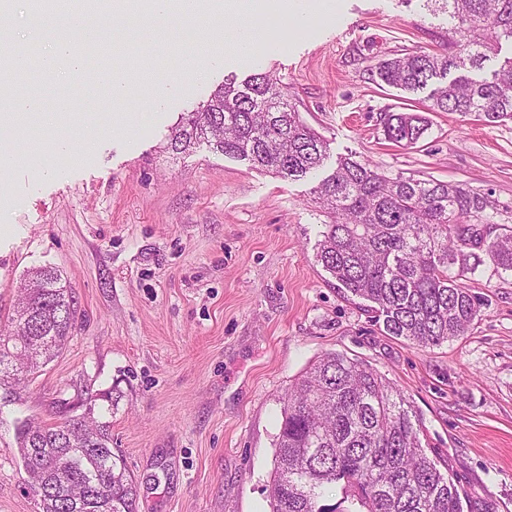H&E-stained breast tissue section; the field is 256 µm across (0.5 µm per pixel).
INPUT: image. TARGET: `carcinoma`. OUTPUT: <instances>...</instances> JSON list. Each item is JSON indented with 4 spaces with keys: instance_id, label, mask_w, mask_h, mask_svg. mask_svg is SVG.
<instances>
[{
    "instance_id": "1",
    "label": "carcinoma",
    "mask_w": 512,
    "mask_h": 512,
    "mask_svg": "<svg viewBox=\"0 0 512 512\" xmlns=\"http://www.w3.org/2000/svg\"><path fill=\"white\" fill-rule=\"evenodd\" d=\"M448 51L397 54L376 66L379 82L407 92L434 85L430 112H457L497 124L512 120V60L491 78L448 79L481 70L512 41V0H441ZM427 130L416 112L390 114L383 132L411 146ZM282 177L320 168L326 140L284 100L271 74L228 78L171 128L168 148L201 146ZM329 218L317 261L339 287L367 302L388 336L429 348L462 335L481 303L465 285L474 247L512 272V235L485 242L479 224L488 197L434 179L389 177L368 162L338 160L314 190ZM72 290L53 267L31 271L18 289L9 329L0 331V385H18L59 355L74 325ZM88 393L53 423L17 422V444L40 512H137L138 481L112 447L111 422ZM83 412L72 416L74 408ZM419 420L387 379L363 362L330 352L284 398L270 512H464L449 465L422 447ZM340 498L326 503V492Z\"/></svg>"
}]
</instances>
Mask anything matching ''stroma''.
<instances>
[{
  "label": "stroma",
  "instance_id": "35a3bbf8",
  "mask_svg": "<svg viewBox=\"0 0 512 512\" xmlns=\"http://www.w3.org/2000/svg\"><path fill=\"white\" fill-rule=\"evenodd\" d=\"M273 48L217 55L205 31L179 59L144 41L124 73L137 88L121 114L53 100L85 157L54 152L23 125L5 135L14 162L0 189V326L32 269H59L77 320L61 354L12 390L0 388V512H38L15 422L56 421L59 399L98 401L139 484L138 512H269L283 398L321 355L375 369L409 402L431 458L447 460L473 506L512 512V273L482 257L467 286L481 300L468 331L418 349L386 335L316 260L327 221L313 200L339 158L388 176L432 178L488 196L486 240L512 231V122L428 111V90L378 85L377 63L438 51L448 23L421 0H331ZM273 74L301 118L328 143L323 165L298 178L251 169L201 147L166 150L182 113L225 78ZM170 93L153 102L154 78ZM391 112L426 114L410 147L383 134Z\"/></svg>",
  "mask_w": 512,
  "mask_h": 512
}]
</instances>
